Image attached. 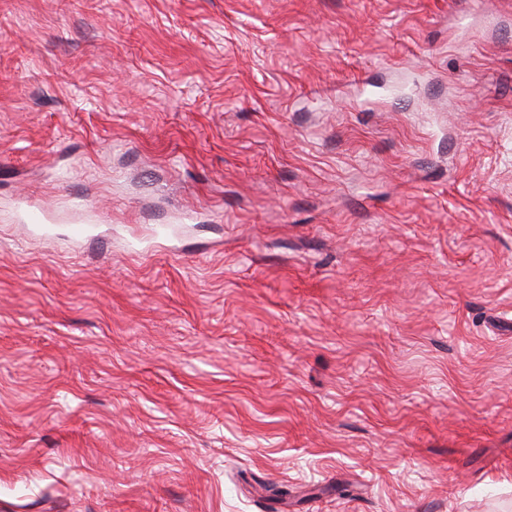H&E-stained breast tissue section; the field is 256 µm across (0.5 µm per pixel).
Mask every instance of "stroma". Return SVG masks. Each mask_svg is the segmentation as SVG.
<instances>
[{
  "mask_svg": "<svg viewBox=\"0 0 512 512\" xmlns=\"http://www.w3.org/2000/svg\"><path fill=\"white\" fill-rule=\"evenodd\" d=\"M0 512H512V0H0ZM16 220L17 224L28 232H32V228L45 224L44 211L36 210L33 204L24 197H19L16 201Z\"/></svg>",
  "mask_w": 512,
  "mask_h": 512,
  "instance_id": "stroma-1",
  "label": "stroma"
}]
</instances>
